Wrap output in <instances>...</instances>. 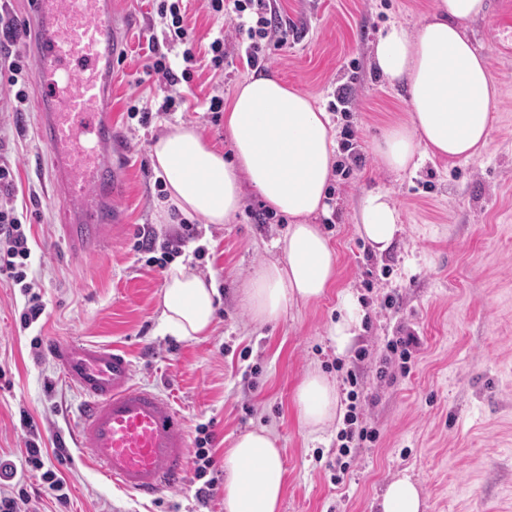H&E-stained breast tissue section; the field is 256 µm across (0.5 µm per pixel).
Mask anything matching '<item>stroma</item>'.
<instances>
[{
    "label": "stroma",
    "mask_w": 512,
    "mask_h": 512,
    "mask_svg": "<svg viewBox=\"0 0 512 512\" xmlns=\"http://www.w3.org/2000/svg\"><path fill=\"white\" fill-rule=\"evenodd\" d=\"M304 33L270 67L327 108L334 89L354 82L358 104L351 114L331 115L334 131L352 124L362 157L349 179L330 183L334 219L321 227L337 253L338 282L321 300L290 308L278 322L253 320L241 299L242 283L275 258L271 247L288 220L259 223L263 206L245 189L241 211L227 224H199L198 240L183 257L202 276H215L221 303L213 330L203 339L162 333L165 271L147 265L135 243L143 231L157 240L179 232L163 219L150 145L168 127L195 125L202 137L229 150L224 116L209 99H231L250 77L242 59L216 75L194 68L181 84L182 109L133 127L127 109L139 97L162 103L168 91L143 69L141 44L152 26L147 0H118L124 22L112 84V119L124 136L125 186L116 204L122 228L100 257L75 260L60 241L61 205L51 197L47 153L34 104L18 112L0 96V153L16 171L17 203L31 226L38 261L32 274L45 311L31 326L20 320L25 300L0 281V457L19 460L24 447L21 413L37 424L44 444L61 438L64 456H50L69 488L70 512H224L216 495L199 508L188 482L145 501L101 476L75 437L77 392L64 380L47 348L34 339L75 338L114 345L130 356L137 383L155 388L186 419L189 428L208 425L216 460L234 439L266 430L282 450L287 472L281 512H378L386 485L407 475L417 481L424 512H512V56L498 49L492 16L467 24L466 34L488 57L500 96L491 148L473 160H427L396 174L372 145L388 126L407 115V95L374 68L380 31L393 22L415 29L434 0H277ZM388 191L402 231L379 254L358 234L355 204L367 190ZM203 258H194L196 246ZM358 296L365 310L350 351L337 355L330 329L339 315V295ZM396 297L394 309L384 307ZM413 337L408 370L384 363L388 341ZM359 375L362 417L379 433L376 443L355 449L349 473L335 483V420L317 432L302 427L294 403L297 385L318 370L347 395L348 368Z\"/></svg>",
    "instance_id": "stroma-1"
}]
</instances>
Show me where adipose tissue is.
<instances>
[{
	"instance_id": "1",
	"label": "adipose tissue",
	"mask_w": 512,
	"mask_h": 512,
	"mask_svg": "<svg viewBox=\"0 0 512 512\" xmlns=\"http://www.w3.org/2000/svg\"><path fill=\"white\" fill-rule=\"evenodd\" d=\"M486 0H435L431 16L415 30L394 22L379 34L374 62L379 72L408 93V118L391 125L374 146L391 171L416 167L422 158L469 160L488 152L499 89L487 57L471 44L465 22L483 16ZM232 158L206 142L195 126L182 124L150 147L164 183V209L229 223L251 185L263 207L287 217L275 240L277 260L263 264L242 285V300L255 321L283 317L290 306L325 297L337 282V255L313 217L331 218L329 185L334 132L328 112L289 86L278 73L241 82L224 113ZM357 229L375 252L391 248L402 226L386 191L365 192L357 203ZM219 288L183 262L165 276L160 326L187 339L209 335ZM294 401L303 427L318 431L340 410L337 388L323 374L308 373ZM286 469L282 452L266 431H249L224 455V512H279ZM381 512H423L424 496L403 477L381 496Z\"/></svg>"
}]
</instances>
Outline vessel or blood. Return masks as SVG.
I'll use <instances>...</instances> for the list:
<instances>
[{
    "label": "vessel or blood",
    "mask_w": 512,
    "mask_h": 512,
    "mask_svg": "<svg viewBox=\"0 0 512 512\" xmlns=\"http://www.w3.org/2000/svg\"><path fill=\"white\" fill-rule=\"evenodd\" d=\"M39 133L53 158L51 184L77 258L95 257L119 223L124 189L112 123L118 53L114 0H33ZM48 350L79 393L78 439L114 487L155 498L177 485L189 459L185 417L153 388L134 383L128 354L116 347L56 339Z\"/></svg>",
    "instance_id": "vessel-or-blood-1"
}]
</instances>
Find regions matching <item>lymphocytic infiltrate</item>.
<instances>
[{"instance_id":"1","label":"lymphocytic infiltrate","mask_w":512,"mask_h":512,"mask_svg":"<svg viewBox=\"0 0 512 512\" xmlns=\"http://www.w3.org/2000/svg\"><path fill=\"white\" fill-rule=\"evenodd\" d=\"M209 13L228 20L227 32L214 38L208 46H200L192 31L185 25L179 0H151V12L164 27L168 43L182 46V58L196 62L205 58L210 70H222L230 59V46L243 47L248 68L261 70L275 50L287 49L296 42L298 33L290 22L284 20L277 8V0H205ZM0 39L11 47L10 52L0 54V84L12 88L16 107L26 104L27 68L25 55L19 49L21 33L0 16ZM15 170L10 161L0 158V280L18 286L25 298L21 315L23 325L37 322L45 310L40 292L36 290L30 275L32 249L27 235V217L20 211L15 200ZM350 386L349 405L344 416V427L338 433L341 443L340 462L334 465L332 479L342 483L349 468L345 457L351 445L376 442V430L362 426L360 422L359 378L355 370H348L345 377ZM212 435L208 426L196 428L193 450L194 497L201 506H208L215 496L218 485L216 459L211 448ZM25 451L20 463L0 460V512H40L39 500L33 497L25 484L17 478L18 470L38 474L42 484L58 508L69 503L67 484L62 476L47 466L46 452L40 438L29 435L24 441Z\"/></svg>"}]
</instances>
